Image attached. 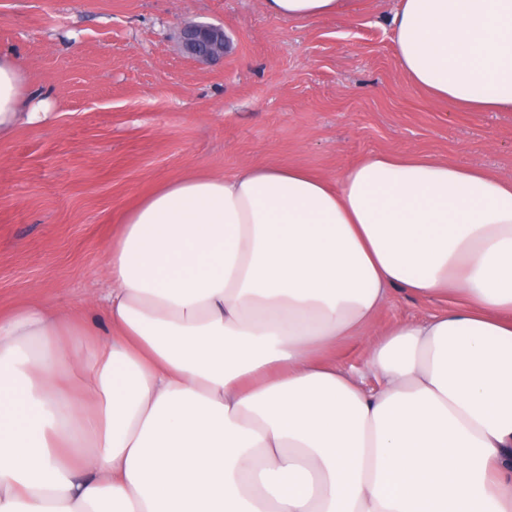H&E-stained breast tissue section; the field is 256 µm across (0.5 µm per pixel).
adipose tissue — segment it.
<instances>
[{
	"mask_svg": "<svg viewBox=\"0 0 512 512\" xmlns=\"http://www.w3.org/2000/svg\"><path fill=\"white\" fill-rule=\"evenodd\" d=\"M392 26L414 84L512 112V0H399ZM22 85L0 52V140L47 118ZM106 273L0 313V512H512L511 179L189 173L123 213ZM395 288L456 304L371 336ZM349 338L376 389L336 364Z\"/></svg>",
	"mask_w": 512,
	"mask_h": 512,
	"instance_id": "1",
	"label": "adipose tissue"
}]
</instances>
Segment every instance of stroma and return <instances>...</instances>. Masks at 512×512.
Here are the masks:
<instances>
[{"label":"stroma","instance_id":"35a3bbf8","mask_svg":"<svg viewBox=\"0 0 512 512\" xmlns=\"http://www.w3.org/2000/svg\"><path fill=\"white\" fill-rule=\"evenodd\" d=\"M397 0L278 19L262 0H0L48 120L0 142V310H62L105 286L122 213L192 171L300 165L336 177L372 154L426 156L512 178V112L438 100L401 72ZM223 27L222 60L193 62L179 32ZM394 291L377 329L441 310Z\"/></svg>","mask_w":512,"mask_h":512}]
</instances>
